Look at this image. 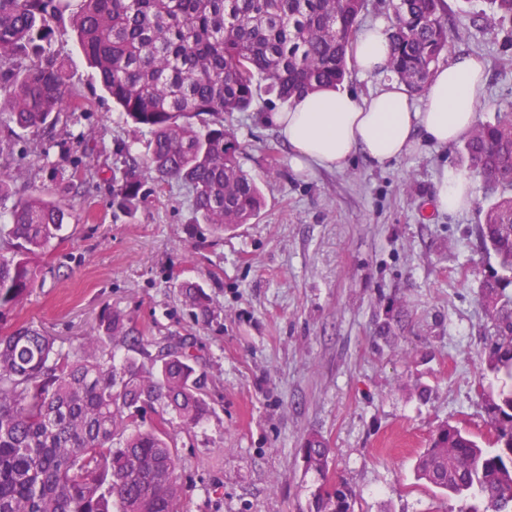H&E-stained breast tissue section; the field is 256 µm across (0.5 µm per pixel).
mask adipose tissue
I'll use <instances>...</instances> for the list:
<instances>
[{"label":"adipose tissue","instance_id":"ef3b65f1","mask_svg":"<svg viewBox=\"0 0 512 512\" xmlns=\"http://www.w3.org/2000/svg\"><path fill=\"white\" fill-rule=\"evenodd\" d=\"M351 52L364 73L382 77L375 94L361 98L350 91L325 88L265 117L297 169L340 170L357 153L382 166L416 153L422 145L445 146L470 135L484 100L483 59L450 56L430 76L418 101L388 69L386 22L361 29ZM473 199V183L467 175L444 171L435 195L439 212H456Z\"/></svg>","mask_w":512,"mask_h":512}]
</instances>
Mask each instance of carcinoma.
Wrapping results in <instances>:
<instances>
[{"label":"carcinoma","instance_id":"1","mask_svg":"<svg viewBox=\"0 0 512 512\" xmlns=\"http://www.w3.org/2000/svg\"><path fill=\"white\" fill-rule=\"evenodd\" d=\"M445 0H395L389 70L424 92L448 49ZM512 23V0H484ZM370 0H0V98L22 130L74 112L66 65L48 46L69 17L112 107L150 134L147 158L125 153L112 202L132 213L145 177L176 179L197 220L215 231L248 223L263 196L242 169L224 113L248 112L265 88L283 102L341 86L347 52ZM489 204L476 236L494 258L481 280L489 311L484 362L512 379V106L464 144ZM11 147L0 145V199L12 194ZM61 203L17 199L0 225V312L34 288L37 257L61 238ZM196 319L213 315L194 282L181 286ZM128 319L106 310L94 333L65 350L40 329L0 336V512H182L174 423L211 411L193 342L166 339L146 368L116 365L112 346L135 343ZM489 434L445 425L415 464L417 479L467 502L460 512H512V389L485 396ZM151 411L146 426L139 414ZM319 475L314 512H354L356 495L329 476L330 449L306 440Z\"/></svg>","mask_w":512,"mask_h":512}]
</instances>
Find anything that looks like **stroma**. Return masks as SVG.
<instances>
[{"instance_id": "stroma-1", "label": "stroma", "mask_w": 512, "mask_h": 512, "mask_svg": "<svg viewBox=\"0 0 512 512\" xmlns=\"http://www.w3.org/2000/svg\"><path fill=\"white\" fill-rule=\"evenodd\" d=\"M447 7L449 52L487 64L477 120H493L512 105V26L473 21L483 0ZM51 50L77 111L46 131L0 119V141L14 151L16 196L63 203V241L40 260L39 285L0 312V335L34 326L67 347L109 308L141 338L116 347V361L142 363L158 342L191 338L211 412L178 433L183 512H311L317 476L301 454L311 435L355 491V512H459L460 501L416 480L414 465L444 425L485 431L482 396L503 384L483 362L488 265L473 230L484 190L475 186L461 212L431 206L444 169L469 170L461 144L298 172L259 119L284 105L262 92L251 111L224 117L263 194L250 223L221 234L194 223L191 193L175 180L147 183L146 202L128 214L112 203V172L125 152L145 154L149 136L113 111L69 22ZM89 152L94 168L78 176ZM185 281L210 296L209 323L182 304ZM391 309L402 323L385 341L377 329Z\"/></svg>"}]
</instances>
